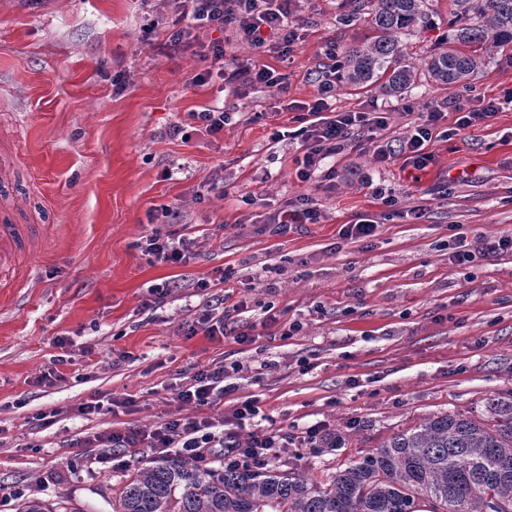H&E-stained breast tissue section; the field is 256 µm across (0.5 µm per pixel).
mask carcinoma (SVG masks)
<instances>
[{
  "mask_svg": "<svg viewBox=\"0 0 512 512\" xmlns=\"http://www.w3.org/2000/svg\"><path fill=\"white\" fill-rule=\"evenodd\" d=\"M448 49L426 63L432 81L466 85L484 55L512 44V0H449ZM423 0H343L340 22L366 14L376 35L341 49L340 81L413 88L402 32L425 22ZM112 512H512V391L490 396L485 418L430 416L351 460L321 485L291 468L239 471L172 455L137 463Z\"/></svg>",
  "mask_w": 512,
  "mask_h": 512,
  "instance_id": "1",
  "label": "carcinoma"
}]
</instances>
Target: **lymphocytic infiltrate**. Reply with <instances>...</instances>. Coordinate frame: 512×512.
<instances>
[{
	"mask_svg": "<svg viewBox=\"0 0 512 512\" xmlns=\"http://www.w3.org/2000/svg\"><path fill=\"white\" fill-rule=\"evenodd\" d=\"M300 3L301 0H165L166 14L152 19L151 26L165 33L168 49L196 48L206 67L192 77V85L217 81L236 95L249 88L275 86L283 91L287 88L284 75L258 64L257 59L268 54L292 55L304 26ZM210 31L216 32V39L205 40V33ZM234 41L249 44L253 58H228V45ZM324 55L327 63L316 72L317 93L313 101H293L286 106L298 124L289 136L301 144L302 154L296 163L297 175L304 182H335L332 158L366 143L372 146L376 163L384 164L401 156L414 167H427L433 159L426 150L428 143L487 125L498 113L502 100L512 101V89L506 90L500 99L479 97L472 108L458 110L450 128L444 125L447 114L441 107L414 112L405 135L389 138L385 135L389 127L386 112L376 108L338 112L331 108L336 90L335 44H327ZM320 217L314 197L305 195L289 202L286 209L269 214L264 227L270 234L284 236L294 225L315 224ZM190 246V240L156 230L146 238L143 251L157 263L184 264L193 256ZM238 388L224 365L218 364L195 372L179 389L178 398L181 403L211 409ZM260 413L257 399L250 398L225 417L172 416L150 430L96 432L80 439L78 445L93 449L94 455L87 461L92 468L118 455L135 456L144 448L159 456L176 455L194 462L208 461L212 450L221 448L225 451V466L257 468L280 458L291 448H319L325 437L324 424L316 423L290 433L258 424ZM252 419L257 422L254 431L241 436L240 428Z\"/></svg>",
	"mask_w": 512,
	"mask_h": 512,
	"instance_id": "obj_1",
	"label": "lymphocytic infiltrate"
}]
</instances>
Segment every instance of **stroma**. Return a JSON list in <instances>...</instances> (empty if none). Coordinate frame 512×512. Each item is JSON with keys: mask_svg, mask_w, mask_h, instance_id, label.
Listing matches in <instances>:
<instances>
[{"mask_svg": "<svg viewBox=\"0 0 512 512\" xmlns=\"http://www.w3.org/2000/svg\"><path fill=\"white\" fill-rule=\"evenodd\" d=\"M159 2L0 0V143L17 154L0 201L37 229L19 256L26 281L0 288V486L29 487L74 512H112L127 464L88 471L73 440L194 415L178 389L220 362L247 379L224 414L253 397L274 427L326 423L319 451L290 452L319 483L398 430L441 412L481 415L487 397L512 390V253L450 261L459 241L512 232V103L467 137L431 142L427 167L346 151L335 186L318 189L297 177L299 142L274 140L288 124L275 108L311 100L324 45L371 38L370 19L344 26L341 0L307 2L293 56L260 59L286 75L287 91L240 97L191 85L204 67L193 50L158 52L162 34L143 27ZM426 12L427 23L401 35L419 66L444 47L448 0H426ZM510 87L512 62L496 55L467 88L423 76L394 97L340 83L332 104H378L393 137L405 132L407 109L450 100L469 108ZM207 105L228 112L223 134L167 136ZM217 175L225 195L202 191ZM307 193L319 223L284 237L263 232L261 215ZM251 194L263 204H244ZM164 206L182 215L168 232L193 241L187 264H152L139 249L150 213ZM360 213L377 221L375 236L340 239ZM201 278L208 288L197 287ZM153 287L168 294L148 310ZM223 294L244 303L224 335H189ZM294 323L299 331L289 332ZM240 333L249 342L237 343ZM99 395L133 403L114 415L77 413ZM41 413L50 423L33 426Z\"/></svg>", "mask_w": 512, "mask_h": 512, "instance_id": "1", "label": "stroma"}]
</instances>
